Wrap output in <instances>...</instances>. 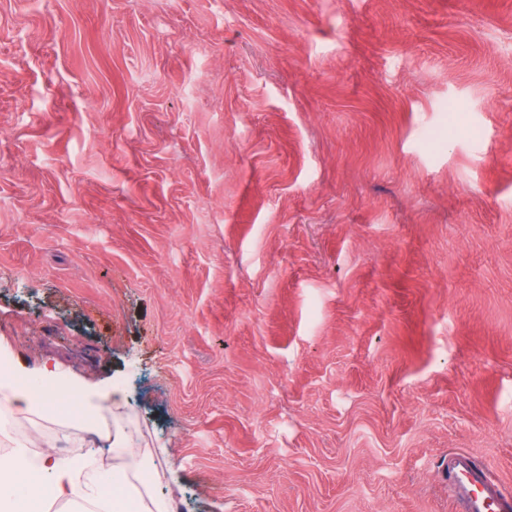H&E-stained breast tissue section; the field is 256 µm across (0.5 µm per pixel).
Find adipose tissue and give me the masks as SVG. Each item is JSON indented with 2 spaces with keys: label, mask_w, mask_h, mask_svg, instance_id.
Returning a JSON list of instances; mask_svg holds the SVG:
<instances>
[{
  "label": "adipose tissue",
  "mask_w": 512,
  "mask_h": 512,
  "mask_svg": "<svg viewBox=\"0 0 512 512\" xmlns=\"http://www.w3.org/2000/svg\"><path fill=\"white\" fill-rule=\"evenodd\" d=\"M54 374V368L46 365L26 379L9 383L4 395L12 410L38 411L59 420L74 402L45 389L46 380ZM98 401L114 414V466L104 467L91 455L74 458L48 453L30 459L24 447H17L0 456V512H48L53 504L79 503L90 506L92 512H173L156 482L139 478L142 464L136 459L138 441L120 418L126 410L123 392H106Z\"/></svg>",
  "instance_id": "obj_1"
}]
</instances>
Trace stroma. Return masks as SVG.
I'll use <instances>...</instances> for the list:
<instances>
[{"label":"stroma","mask_w":512,"mask_h":512,"mask_svg":"<svg viewBox=\"0 0 512 512\" xmlns=\"http://www.w3.org/2000/svg\"><path fill=\"white\" fill-rule=\"evenodd\" d=\"M0 347L178 512L512 496V0H0ZM448 492L459 512H510L512 500L502 495L498 486L479 471L470 457L454 453L444 469Z\"/></svg>","instance_id":"35a3bbf8"}]
</instances>
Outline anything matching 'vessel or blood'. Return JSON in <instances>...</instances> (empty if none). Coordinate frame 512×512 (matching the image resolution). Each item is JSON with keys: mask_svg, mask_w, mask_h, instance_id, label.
I'll use <instances>...</instances> for the list:
<instances>
[{"mask_svg": "<svg viewBox=\"0 0 512 512\" xmlns=\"http://www.w3.org/2000/svg\"><path fill=\"white\" fill-rule=\"evenodd\" d=\"M444 475L459 512H512V500L502 495L470 457L460 453L450 455Z\"/></svg>", "mask_w": 512, "mask_h": 512, "instance_id": "obj_1", "label": "vessel or blood"}]
</instances>
